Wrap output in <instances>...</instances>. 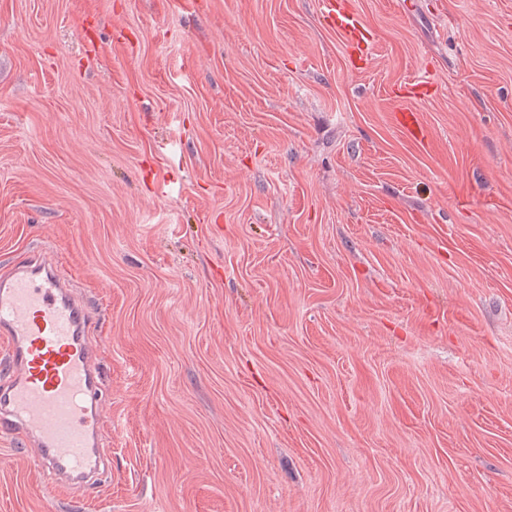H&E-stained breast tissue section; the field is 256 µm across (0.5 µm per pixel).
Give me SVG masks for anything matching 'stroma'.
Returning <instances> with one entry per match:
<instances>
[{
	"label": "stroma",
	"mask_w": 512,
	"mask_h": 512,
	"mask_svg": "<svg viewBox=\"0 0 512 512\" xmlns=\"http://www.w3.org/2000/svg\"><path fill=\"white\" fill-rule=\"evenodd\" d=\"M354 2L362 70L318 0H0V270L95 310L112 457L0 433V512H512V0Z\"/></svg>",
	"instance_id": "stroma-1"
}]
</instances>
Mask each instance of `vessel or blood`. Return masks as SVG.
<instances>
[{
  "label": "vessel or blood",
  "instance_id": "vessel-or-blood-1",
  "mask_svg": "<svg viewBox=\"0 0 512 512\" xmlns=\"http://www.w3.org/2000/svg\"><path fill=\"white\" fill-rule=\"evenodd\" d=\"M354 67L371 59L373 38L349 0H321ZM95 315L54 254L36 251L0 273V430L34 448L57 487H91L99 463L101 385Z\"/></svg>",
  "mask_w": 512,
  "mask_h": 512
}]
</instances>
